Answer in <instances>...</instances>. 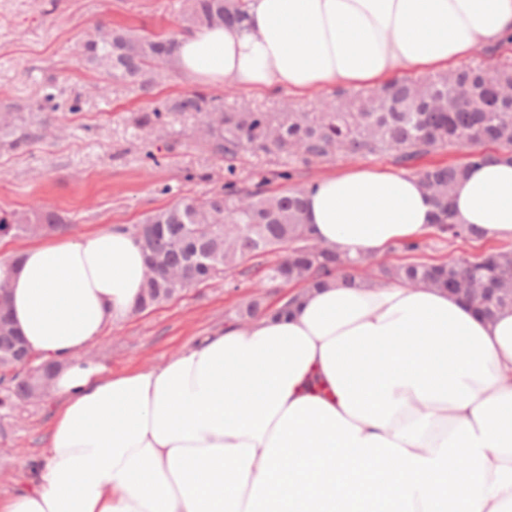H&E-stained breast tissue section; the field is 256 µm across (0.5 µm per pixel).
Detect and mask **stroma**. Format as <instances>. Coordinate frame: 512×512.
<instances>
[{
	"label": "stroma",
	"instance_id": "stroma-1",
	"mask_svg": "<svg viewBox=\"0 0 512 512\" xmlns=\"http://www.w3.org/2000/svg\"><path fill=\"white\" fill-rule=\"evenodd\" d=\"M185 0H0V111L21 105L20 124H29V105L54 92L58 111L22 150L8 149L0 133V211L36 205L65 216L73 232L106 225L133 228L143 215L186 197L204 198L228 179L251 183L269 178L279 192L313 183L344 166L393 169L390 157L341 155L310 165L295 163L293 180L277 178L285 160L261 152L227 162L215 155L192 112H167L154 125L138 124L157 103L194 92L226 105L276 112L289 103L320 111L335 101L328 87L306 96H270L227 83L212 87L187 81L171 65L159 70L154 99L134 88L112 85L106 97L88 87L97 75L81 59L82 42L102 24L141 33L174 36L182 30ZM266 265L248 262L247 276L221 277L189 287L171 302L129 317L105 331L89 349L95 362L115 372L163 365L223 328L255 289L278 304L283 289L262 285ZM58 405L57 395L0 409V499L29 486L31 470L45 451Z\"/></svg>",
	"mask_w": 512,
	"mask_h": 512
}]
</instances>
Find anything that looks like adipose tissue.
<instances>
[{
  "label": "adipose tissue",
  "instance_id": "ef3b65f1",
  "mask_svg": "<svg viewBox=\"0 0 512 512\" xmlns=\"http://www.w3.org/2000/svg\"><path fill=\"white\" fill-rule=\"evenodd\" d=\"M244 25L179 36L193 82L308 95L379 88L512 41V0H245ZM457 223L512 240V157L455 184ZM318 242L382 255L430 230L418 177L350 166L305 196ZM145 255L112 226L0 259L30 347L64 367L37 482L0 512H512V309L332 282L292 315L225 324L159 368L85 359L136 306Z\"/></svg>",
  "mask_w": 512,
  "mask_h": 512
}]
</instances>
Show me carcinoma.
Returning <instances> with one entry per match:
<instances>
[{"mask_svg": "<svg viewBox=\"0 0 512 512\" xmlns=\"http://www.w3.org/2000/svg\"><path fill=\"white\" fill-rule=\"evenodd\" d=\"M245 18L242 0H187L183 13L187 31L240 25ZM102 28L104 35L83 45L85 63L101 77L93 86L95 92L123 81L134 85L142 96H153L156 69L172 61L176 39L107 24ZM506 87H512L511 62L459 67L422 82L394 78L357 103L330 102L321 112L226 108L217 97L186 94L144 113L140 124L151 125L163 110L193 112L211 127L212 152L228 161L245 151L284 155L304 164L338 154L390 153L396 163L405 165L446 146L466 148L467 159L461 164H430L416 172L436 208L433 233L451 244L479 237L474 228L455 221L451 206L454 184L470 166L483 161V147L512 153V100L498 95ZM18 109L15 105L0 112V128H10L15 134L10 142L13 150L23 148L34 136L30 128H18ZM309 191L300 187L272 194L264 178L251 188L230 181L222 192L208 198H185L144 216L134 226V234L144 253L152 256L156 270L152 278L144 279L136 312L169 302L194 283L235 274L247 260L281 249L288 250V261L278 260L267 267L265 278L270 283L318 285L338 275L349 283L359 280L365 257H344L327 247H311L314 238L304 221L303 201ZM67 230L68 225L56 213L41 208L0 212V233L6 236ZM369 280L408 287L427 284L448 291L467 288L477 280L490 289L478 301L479 311L492 316L512 308V247L497 246L475 259L450 254L437 263L380 262L374 264ZM295 301L285 297L272 309L257 290L238 309L234 320L247 321L267 312L283 314ZM12 351L10 326L0 323L1 367L16 366ZM0 385L5 386L1 406L13 399L29 400L33 389V383L18 374L1 376Z\"/></svg>", "mask_w": 512, "mask_h": 512, "instance_id": "obj_1", "label": "carcinoma"}]
</instances>
